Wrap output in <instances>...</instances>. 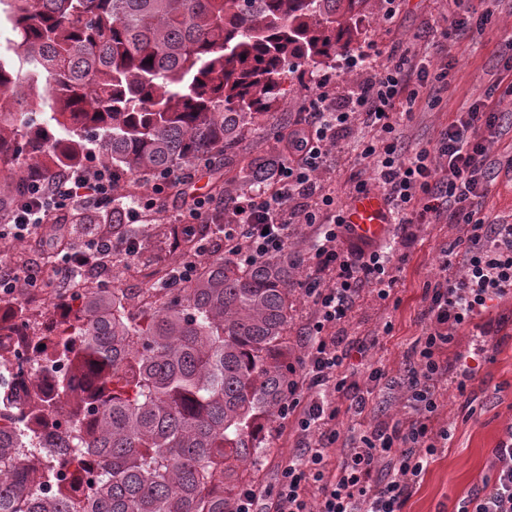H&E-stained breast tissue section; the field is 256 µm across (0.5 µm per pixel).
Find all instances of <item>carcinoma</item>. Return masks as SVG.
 <instances>
[{"label": "carcinoma", "mask_w": 512, "mask_h": 512, "mask_svg": "<svg viewBox=\"0 0 512 512\" xmlns=\"http://www.w3.org/2000/svg\"><path fill=\"white\" fill-rule=\"evenodd\" d=\"M367 0H0L29 66L0 71V204L84 167L96 151L112 187L224 161L214 190L257 184L230 167L255 120L358 48ZM128 195L68 208L66 223L132 237ZM155 268L137 312L107 286L63 292L42 323L68 371L27 390L0 379V462L36 452L0 483V512H237L259 471L265 423L288 398V324L299 259L253 265L222 251L188 282ZM30 322L0 297V331Z\"/></svg>", "instance_id": "cac0c4a2"}]
</instances>
